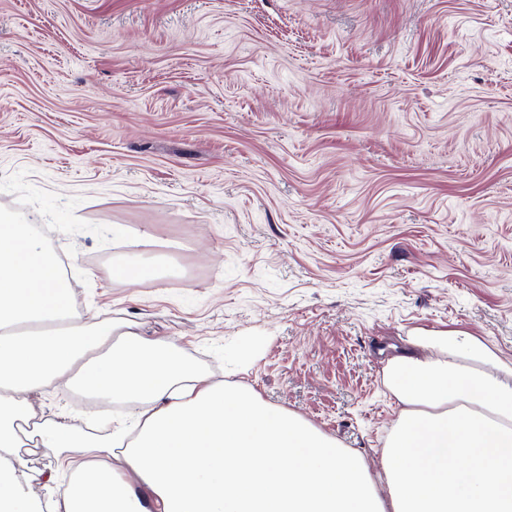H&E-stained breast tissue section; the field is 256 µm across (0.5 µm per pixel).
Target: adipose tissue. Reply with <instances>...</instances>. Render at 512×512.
Segmentation results:
<instances>
[{
    "label": "adipose tissue",
    "instance_id": "ef3b65f1",
    "mask_svg": "<svg viewBox=\"0 0 512 512\" xmlns=\"http://www.w3.org/2000/svg\"><path fill=\"white\" fill-rule=\"evenodd\" d=\"M70 283L32 225L0 215V512H29L12 463L28 393L126 403L109 435L39 424L59 458L48 512H512V363L460 329L419 330L390 358L399 406L381 473L302 416L213 382L131 323L72 324Z\"/></svg>",
    "mask_w": 512,
    "mask_h": 512
}]
</instances>
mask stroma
Segmentation results:
<instances>
[{"label":"stroma","instance_id":"obj_1","mask_svg":"<svg viewBox=\"0 0 512 512\" xmlns=\"http://www.w3.org/2000/svg\"><path fill=\"white\" fill-rule=\"evenodd\" d=\"M0 212L77 319L380 470L413 331L512 362V0H0ZM136 255L171 274L114 280ZM16 463L46 512L57 459Z\"/></svg>","mask_w":512,"mask_h":512}]
</instances>
